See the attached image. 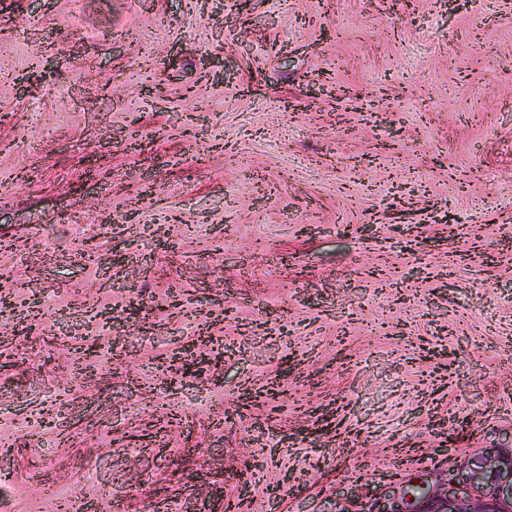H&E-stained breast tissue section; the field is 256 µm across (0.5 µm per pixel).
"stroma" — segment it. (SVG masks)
Listing matches in <instances>:
<instances>
[{
	"label": "stroma",
	"instance_id": "35a3bbf8",
	"mask_svg": "<svg viewBox=\"0 0 512 512\" xmlns=\"http://www.w3.org/2000/svg\"><path fill=\"white\" fill-rule=\"evenodd\" d=\"M238 3L0 0V512H344L512 451V0Z\"/></svg>",
	"mask_w": 512,
	"mask_h": 512
}]
</instances>
